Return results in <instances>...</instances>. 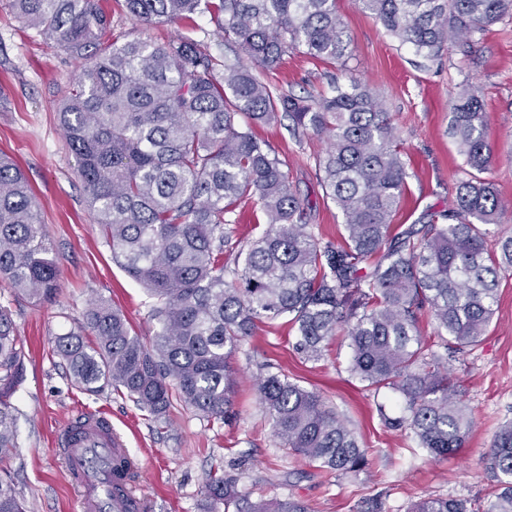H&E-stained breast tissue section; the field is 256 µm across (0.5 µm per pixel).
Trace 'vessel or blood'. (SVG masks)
I'll list each match as a JSON object with an SVG mask.
<instances>
[{"label": "vessel or blood", "mask_w": 512, "mask_h": 512, "mask_svg": "<svg viewBox=\"0 0 512 512\" xmlns=\"http://www.w3.org/2000/svg\"><path fill=\"white\" fill-rule=\"evenodd\" d=\"M55 445L79 491L80 512H144L141 499L112 488V472L121 467L128 450L107 417L88 411L78 414L58 431Z\"/></svg>", "instance_id": "1"}]
</instances>
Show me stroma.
I'll return each instance as SVG.
<instances>
[{
	"instance_id": "stroma-1",
	"label": "stroma",
	"mask_w": 512,
	"mask_h": 512,
	"mask_svg": "<svg viewBox=\"0 0 512 512\" xmlns=\"http://www.w3.org/2000/svg\"><path fill=\"white\" fill-rule=\"evenodd\" d=\"M99 7L110 22L103 43H160L188 35L216 66L238 55L209 14L146 26L127 15L123 0H99ZM336 8L351 37L347 63L325 64L292 52L278 70L265 75V82L284 93L315 95L330 92L332 82L349 69L377 95L411 160L408 193L394 218L398 224L414 223L430 207L448 208L463 165L448 134L451 102L460 85H478L494 150L487 176L505 204L499 231L512 235V17L474 34L468 43L450 44L441 57L429 61L389 35L356 0H336ZM81 69L80 61L0 0V153L25 171L60 270L56 297L41 303L15 297L0 282V307L8 310L24 342V380L12 398L18 446L0 460V476L12 480L28 512H78L77 494L53 436L85 409L109 418L131 456L145 467L136 492L150 499L152 512H204L202 485L216 470L235 477L251 501L296 498L311 512H360L362 499L372 496L379 498L382 512H409L415 501L428 497L464 500L483 512L496 493L483 457L498 428L512 421V276L500 281L498 305L483 342L447 363L473 428L464 447L446 458L430 456L406 433L383 426L377 403L396 414L402 400L393 390L376 394L351 378V350L343 338L330 342L320 360L307 361L294 351L295 333L281 320L258 324L238 347L232 413L222 421H208L178 401L157 422L129 397L111 391L91 396L71 384L49 339L82 323L91 300L103 298L119 307L143 338H151L156 329L147 319L152 305L148 293L112 260L59 125L58 109ZM289 125L286 119L262 124L255 133L286 160L291 186L309 201L307 221L315 233L341 242V215L324 197L315 167L327 139L311 133L294 136ZM265 373L316 391L368 448V467L344 475L288 454L255 389L256 377Z\"/></svg>"
}]
</instances>
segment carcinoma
Returning a JSON list of instances; mask_svg holds the SVG:
<instances>
[{
  "instance_id": "cac0c4a2",
  "label": "carcinoma",
  "mask_w": 512,
  "mask_h": 512,
  "mask_svg": "<svg viewBox=\"0 0 512 512\" xmlns=\"http://www.w3.org/2000/svg\"><path fill=\"white\" fill-rule=\"evenodd\" d=\"M385 30L433 59L448 44L512 16V0H357ZM142 24L180 20L203 9L240 60L215 69L188 37L104 45L108 26L96 0H9V7L70 56L83 61L78 86L58 120L78 163L87 202L112 258L147 290L150 341L132 333L109 301L91 302L75 330L51 338L71 383L97 395L120 392L156 420L173 398L224 420L236 371L230 360L257 323L286 318L297 353L317 361L341 333L350 375L405 405L386 425L408 431L435 457L457 452L473 424L419 327L455 353L478 347L495 314L501 277L512 272V236H498L503 204L490 170L480 89L461 88L451 135L465 158L455 197L395 233L407 160L383 103L355 76L309 100L275 94L259 73L301 51L329 63L347 57L350 37L336 0H124ZM287 115L297 131L329 141L316 160L320 186L339 209L336 245L306 224V202L286 163L253 133ZM259 205L265 228L230 246L241 201ZM496 248H487L489 238ZM229 256H224V253ZM0 278L34 302L53 296L59 270L24 170L0 155ZM23 341L0 308V457L18 447L11 399L23 378ZM275 436L321 469L356 473L368 450L314 391L278 374L257 380ZM497 482L487 512H512V422L499 427L484 459ZM203 496L233 512H309L299 500L251 502L236 479L209 476ZM0 512H26L13 483L0 479ZM411 512H474L467 503L424 498Z\"/></svg>"
}]
</instances>
